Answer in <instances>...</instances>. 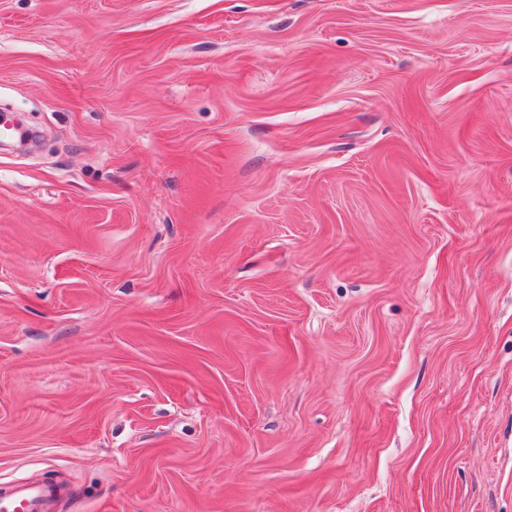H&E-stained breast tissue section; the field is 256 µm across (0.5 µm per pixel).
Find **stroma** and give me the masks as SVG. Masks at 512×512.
<instances>
[{
  "label": "stroma",
  "mask_w": 512,
  "mask_h": 512,
  "mask_svg": "<svg viewBox=\"0 0 512 512\" xmlns=\"http://www.w3.org/2000/svg\"><path fill=\"white\" fill-rule=\"evenodd\" d=\"M0 490L512 512V0H0Z\"/></svg>",
  "instance_id": "stroma-1"
}]
</instances>
